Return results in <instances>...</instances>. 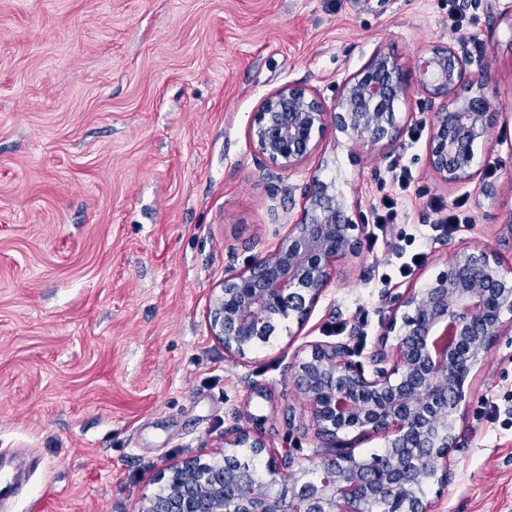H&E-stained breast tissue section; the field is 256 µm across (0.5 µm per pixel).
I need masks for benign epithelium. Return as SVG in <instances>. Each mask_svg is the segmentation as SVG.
<instances>
[{"label": "benign epithelium", "instance_id": "7a95c632", "mask_svg": "<svg viewBox=\"0 0 512 512\" xmlns=\"http://www.w3.org/2000/svg\"><path fill=\"white\" fill-rule=\"evenodd\" d=\"M467 59L450 46L418 54L414 82L403 65L373 57L343 83L328 108L314 89L288 83L262 99L248 135L260 166L286 172L307 161L329 130L352 141L369 136L393 142L400 133L396 105L414 94L434 109L428 166L448 185L475 179L474 146L488 137L492 113L485 95L465 87ZM365 225L358 207L332 185L312 177L301 188L297 218L276 247L224 276L209 307L212 336L239 359L268 341L278 321L303 325L336 271L358 256ZM384 332L397 333L387 352L371 356L372 372L348 359L342 343L314 344L296 365L293 383L311 410L317 437L329 442L328 457L312 481L283 451L266 462L268 479L255 497L224 496L220 463L187 459L160 473L167 493L145 495L139 512H367L382 499L385 512H430L415 490L432 480L447 483L448 452L456 447L455 414L465 401V383L482 355L512 329V265L485 249L455 252L422 288L389 299ZM402 308L412 314L397 317ZM354 433L353 439L343 436ZM384 440L405 466L382 464L368 471L357 443ZM237 448L266 451L260 431L235 426L224 431V456Z\"/></svg>", "mask_w": 512, "mask_h": 512}]
</instances>
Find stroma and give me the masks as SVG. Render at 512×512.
<instances>
[{
	"label": "stroma",
	"instance_id": "1",
	"mask_svg": "<svg viewBox=\"0 0 512 512\" xmlns=\"http://www.w3.org/2000/svg\"><path fill=\"white\" fill-rule=\"evenodd\" d=\"M434 45L465 54L495 114L472 183L430 171L419 95L397 107L393 146L330 131L280 178L258 167L248 128L263 97L296 81L330 105L374 55L408 67ZM315 175L357 204L365 248L303 326L231 357L210 301L227 270L274 249L300 210L288 188ZM386 197L401 216L382 232ZM460 201L471 223L432 231V203ZM466 246L512 264V0H0V478H21L0 512H138L160 470L212 459L236 424L321 465L297 361L342 342L369 364L395 343L389 295ZM414 251L424 263L397 277ZM456 435L447 483L424 487L432 512H512V332L486 353Z\"/></svg>",
	"mask_w": 512,
	"mask_h": 512
}]
</instances>
